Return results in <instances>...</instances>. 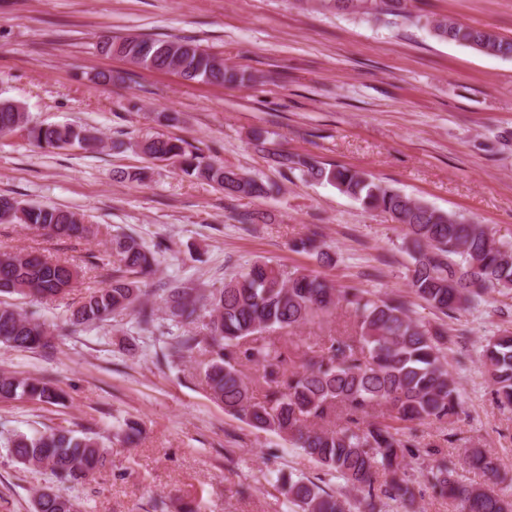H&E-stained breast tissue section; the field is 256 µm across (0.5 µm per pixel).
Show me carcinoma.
<instances>
[{"mask_svg": "<svg viewBox=\"0 0 512 512\" xmlns=\"http://www.w3.org/2000/svg\"><path fill=\"white\" fill-rule=\"evenodd\" d=\"M408 0H319L322 9L358 14L407 17ZM424 24L440 40L468 46L494 57L512 56V39L494 31L465 26L443 17H424ZM101 52L123 56L150 70H174L191 82L223 84L244 81L245 74L228 70L224 61L192 41L143 36L107 37ZM18 130L39 147L89 150L101 139L89 129L71 125L33 126L14 103L0 100V135ZM255 150L281 169L298 171L310 181L326 182L353 198L368 211H379L404 230L402 248L411 257L409 287L426 307L444 316L469 307L491 290H512V245L497 240L484 224L441 211L421 200L376 181L365 172L345 166L326 167L306 157L268 147L261 131L253 132ZM156 160H174L191 176L213 183L229 196L258 198L269 192L264 183L211 160L203 150L181 139L156 137L144 144ZM0 224H26L46 236L79 243L108 234L84 215L54 206L25 205L0 196ZM321 262L332 261L313 233L293 244ZM117 260L109 284L90 294L71 312V326H94L127 310L137 312L139 327L155 326V309L141 303V278L152 271L154 256L134 237L112 238ZM81 275L73 263L51 261L36 251L19 255L0 250V295L50 298L66 294ZM168 321L193 324L202 317L206 334L179 336L181 352L205 346L206 384L212 401L250 426L288 437L328 471L362 494L366 512H382L381 497L411 504L414 487L402 473L406 459L437 456L454 443L446 433L422 443L411 425L448 424L459 415L458 388L448 371L445 351L453 338L443 324L410 314L405 302L369 296L353 287L338 288L313 271L284 273L265 261H255L238 275L212 289L203 303L190 299L175 283L164 289ZM345 304L358 318L359 336L333 338L327 352L303 356L295 364L288 351L262 333L293 329L318 313ZM43 324L21 313L12 303L0 302V345L34 350L46 345ZM247 361L261 371L268 386L257 401L238 366ZM484 363L495 386L499 406L512 408V332L491 337L484 346ZM26 397L57 402L63 391L35 378L0 375V400ZM15 460L45 465L57 488L38 494L34 512H76L65 492L106 462L107 449L88 433L78 436L64 427L7 439ZM472 467L498 478L492 455L470 450ZM384 482L377 483L376 475ZM437 493L460 507V512H512V503L493 487L467 483L443 464L432 474ZM287 494L302 512H350L346 503L311 480L284 481Z\"/></svg>", "mask_w": 512, "mask_h": 512, "instance_id": "1", "label": "carcinoma"}]
</instances>
